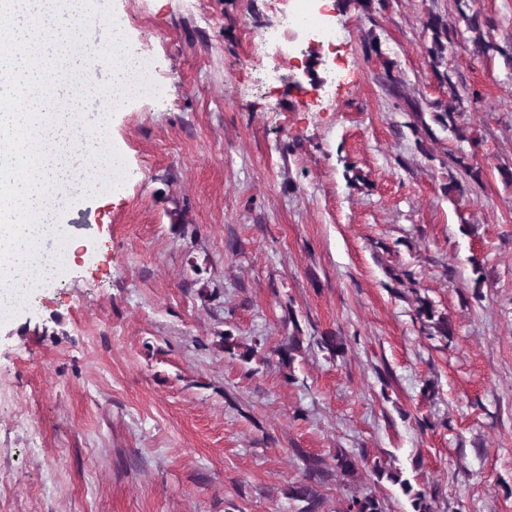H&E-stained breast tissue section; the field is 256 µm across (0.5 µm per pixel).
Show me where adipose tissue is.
Returning <instances> with one entry per match:
<instances>
[{
  "label": "adipose tissue",
  "instance_id": "1",
  "mask_svg": "<svg viewBox=\"0 0 512 512\" xmlns=\"http://www.w3.org/2000/svg\"><path fill=\"white\" fill-rule=\"evenodd\" d=\"M0 310L35 284L55 258L75 192L95 187L90 162L101 156L109 126L79 123L102 111L106 95L133 93L135 57L120 24L112 40L76 53L73 26L97 19L92 0H0ZM112 67V86L93 66Z\"/></svg>",
  "mask_w": 512,
  "mask_h": 512
}]
</instances>
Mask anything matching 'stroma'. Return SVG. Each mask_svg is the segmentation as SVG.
Instances as JSON below:
<instances>
[{"mask_svg":"<svg viewBox=\"0 0 512 512\" xmlns=\"http://www.w3.org/2000/svg\"><path fill=\"white\" fill-rule=\"evenodd\" d=\"M96 2L158 92L105 110L122 180L79 195L63 281L0 319V512H299L308 457L320 512H412L396 471L435 512H512V0H476L499 50L459 28L445 83L423 24L455 0H334L332 101L285 67L259 86L265 0ZM456 96L467 140L427 138Z\"/></svg>","mask_w":512,"mask_h":512,"instance_id":"obj_1","label":"stroma"}]
</instances>
